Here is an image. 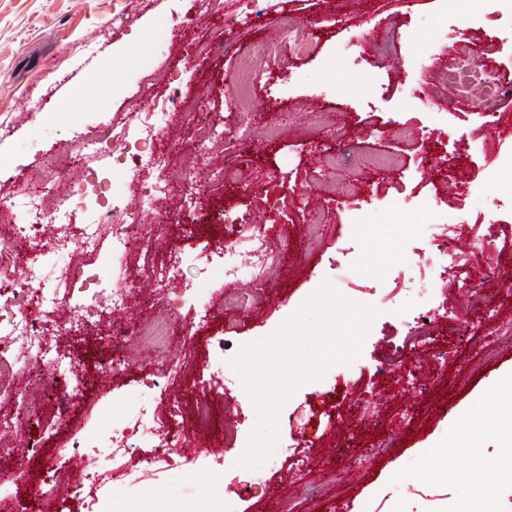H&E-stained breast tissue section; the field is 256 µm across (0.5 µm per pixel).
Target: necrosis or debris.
Wrapping results in <instances>:
<instances>
[{
  "instance_id": "1",
  "label": "necrosis or debris",
  "mask_w": 512,
  "mask_h": 512,
  "mask_svg": "<svg viewBox=\"0 0 512 512\" xmlns=\"http://www.w3.org/2000/svg\"><path fill=\"white\" fill-rule=\"evenodd\" d=\"M141 85L145 92L143 100L128 118L111 121L106 135L112 141L113 161L133 171L139 204L147 207L172 191L166 175L170 157L156 149L155 140L171 113L187 110L188 97L181 87L172 83L170 69L163 66L146 71ZM74 163L82 171V181L67 195L58 194L55 177L37 169L27 175L25 186L16 195L0 197L1 207L22 208L25 216L23 224L0 237V301L30 291L41 308L52 313L62 311L93 325L107 310L125 308L132 294L131 289L124 288L113 291L109 299H102L104 285L98 255L101 240L111 239L125 260L148 259L151 246L136 225L134 214H126L119 221L111 209L83 207L82 196L91 189L105 191L112 182V173L92 165L82 150L76 152ZM409 209L424 221L421 234L429 260L422 264L406 256L395 261L391 265L389 286L373 289L367 300L368 305L393 315L404 331L401 345L377 365L376 370L381 374L396 373L417 348L433 347V334L440 323L439 311L447 306L444 283L457 284L468 304L470 320L488 323L496 319L494 307L482 300L481 292L486 282L500 275V261L496 257L498 225H487L484 233L475 236L470 252L459 254L443 248L454 227L449 224L442 203L416 200ZM48 215L57 223L78 225L79 235L55 238L45 245L38 260L25 262L23 252L37 241ZM61 254L69 258L62 271L54 265L55 256ZM272 258L266 232L249 228L244 232L242 245H221L213 249L210 261L220 268L225 281L245 277L259 281L264 279ZM18 268L24 269V280L12 277V270ZM42 325L41 319L27 311L0 314V369L16 367L20 362L17 351L21 348L27 350L33 361L32 368L23 376L0 387V401L13 404L14 423L19 427L26 422L23 407L30 382H39L56 391L62 400L80 397L85 389L82 373L65 346L52 341ZM129 428L148 442L151 452L146 458L136 457L125 434ZM175 431V425L161 416L150 401L139 403L126 420L112 425L111 464H101L97 457L88 456L81 468H65L67 494L82 500L85 512H100L99 488L108 483L113 489H124L132 467L144 464L167 472L192 466L200 454L191 448L172 447Z\"/></svg>"
}]
</instances>
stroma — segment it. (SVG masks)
<instances>
[{"label":"stroma","mask_w":512,"mask_h":512,"mask_svg":"<svg viewBox=\"0 0 512 512\" xmlns=\"http://www.w3.org/2000/svg\"><path fill=\"white\" fill-rule=\"evenodd\" d=\"M197 0H0V190L16 189L29 169L44 167L71 186L75 171L70 146L104 129L112 113L131 111L141 96L144 69L169 64L183 89L202 104L177 117L175 131L159 143L171 157L168 178L181 187L187 171L233 168L224 185L199 183L198 199L181 197L153 206L157 224L145 233L158 251V269L141 284L144 302L136 312L113 313L134 322L138 336L127 342L125 368L102 380L101 366L112 356L108 342L91 330L55 318L51 333L74 346L85 365L86 391L70 405L71 420L57 423V406L40 388L31 390V411L22 430L0 429L16 455L27 462L26 492L44 484L56 451L70 449L96 430H108L142 400L161 412L180 407L183 433L193 447L191 411L205 401V437L222 448L183 475L140 468L131 492L104 489L106 512H458L473 502L472 479L495 487L493 512H512V406L492 386L512 372V340L487 348L489 325L461 322L454 334L439 336L446 355L442 375L420 386L376 374L375 361L399 325L379 314L356 359L336 364L321 378L301 384L281 408L277 433L311 459L301 480H290L296 464L281 465L255 480L239 467L257 410L243 386L225 389L210 375L211 361L232 356L240 346L275 333L325 281L331 264L342 262L340 244L361 243L360 273L336 283L344 299L363 303L390 265L394 245L421 247L416 233L394 239L402 206L412 198H441L449 219L465 225L448 236L449 249H467L475 226L501 225L502 242L512 241V204L495 202L512 172L499 169L504 140L445 162L448 148L468 136L471 120L456 88L442 81L439 65L469 45L501 82L512 85V53L498 37L512 20L496 14L472 19V0H220L206 26L193 25ZM289 19L304 46L283 44L278 25ZM223 32L217 54L194 55L193 43L212 30ZM279 47L262 62L248 103L234 84L241 62L257 44ZM351 46L341 55L343 46ZM440 120L433 143L394 134L396 123L418 126ZM223 125V144L200 150L202 131ZM343 132L347 154L331 163L334 132ZM390 155L401 170L368 171L366 158ZM480 188L481 199L464 194ZM369 210L367 225L352 227L351 211ZM276 227L286 248L263 281L225 283L205 252L234 242L241 225ZM183 268V281L208 296V324L189 326V305L178 304L168 265ZM164 288L168 298L157 301ZM192 348L182 361L185 384L172 392L153 380L171 354ZM362 385L353 396L352 383ZM370 410L364 427L347 428L342 418L352 398ZM480 407L495 430L464 448L449 449L447 465L467 479L448 485L424 469L428 448L444 440L459 413ZM39 444L32 453L31 444Z\"/></svg>","instance_id":"1"}]
</instances>
